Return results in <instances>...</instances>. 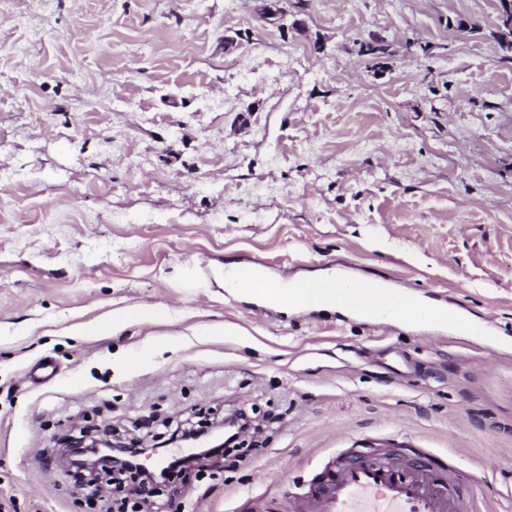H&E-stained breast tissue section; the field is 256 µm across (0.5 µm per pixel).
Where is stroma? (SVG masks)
I'll list each match as a JSON object with an SVG mask.
<instances>
[{
  "mask_svg": "<svg viewBox=\"0 0 512 512\" xmlns=\"http://www.w3.org/2000/svg\"><path fill=\"white\" fill-rule=\"evenodd\" d=\"M498 0H0V505L117 512L62 452L243 410L244 457L154 512L304 492L336 453L433 450L512 512V54ZM381 37L385 51L363 55ZM229 263L344 271L487 321L493 341L260 309ZM130 307L154 320L83 328ZM234 334H227V327ZM402 357L415 372L398 377ZM56 376L36 385L39 362ZM512 1V0H511ZM498 1V28L500 29V45L503 51L512 53V2Z\"/></svg>",
  "mask_w": 512,
  "mask_h": 512,
  "instance_id": "obj_1",
  "label": "stroma"
}]
</instances>
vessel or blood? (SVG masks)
Here are the masks:
<instances>
[{"mask_svg": "<svg viewBox=\"0 0 512 512\" xmlns=\"http://www.w3.org/2000/svg\"><path fill=\"white\" fill-rule=\"evenodd\" d=\"M471 501L433 454L359 451L324 466L292 512H466Z\"/></svg>", "mask_w": 512, "mask_h": 512, "instance_id": "1", "label": "vessel or blood"}]
</instances>
